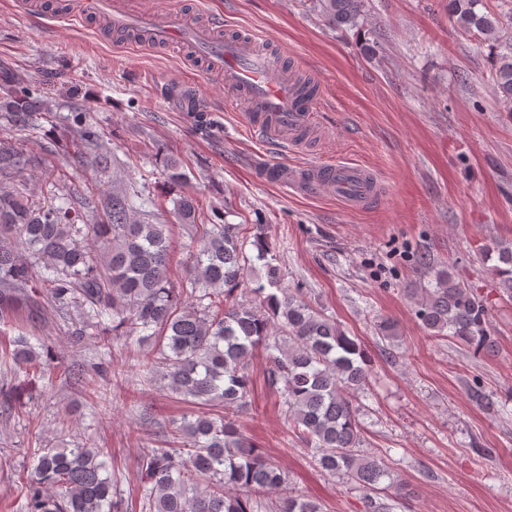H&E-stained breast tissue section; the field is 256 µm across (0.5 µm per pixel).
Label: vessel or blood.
Wrapping results in <instances>:
<instances>
[{"label": "vessel or blood", "instance_id": "1", "mask_svg": "<svg viewBox=\"0 0 512 512\" xmlns=\"http://www.w3.org/2000/svg\"><path fill=\"white\" fill-rule=\"evenodd\" d=\"M77 11L84 19L107 16L117 30L147 33L152 44L191 54L210 71L222 73L225 86L248 108L250 130L261 138L293 143L317 124L311 102L301 99L293 80L270 79V71L280 67L278 56L262 52L251 34L218 39L219 19L201 21L198 14L186 11L182 0L159 16L131 12L123 0H80ZM260 176L305 193L335 188L353 206L374 199L377 191L372 173L342 161L313 166L271 163L261 168Z\"/></svg>", "mask_w": 512, "mask_h": 512}]
</instances>
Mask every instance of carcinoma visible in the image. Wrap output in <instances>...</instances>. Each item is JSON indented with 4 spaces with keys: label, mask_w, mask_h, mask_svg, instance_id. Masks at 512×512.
I'll return each mask as SVG.
<instances>
[{
    "label": "carcinoma",
    "mask_w": 512,
    "mask_h": 512,
    "mask_svg": "<svg viewBox=\"0 0 512 512\" xmlns=\"http://www.w3.org/2000/svg\"><path fill=\"white\" fill-rule=\"evenodd\" d=\"M365 0H321L325 21L337 29L357 28ZM457 33L489 42L494 82L512 112V37L498 52L504 22L486 0H448ZM43 111L34 91L5 71L0 76V116L18 129L36 127ZM89 127L73 132L74 162L98 168L108 154L87 158L94 141ZM32 159L23 144L0 139V319L44 294L69 324L75 343L94 336L100 349L136 337L154 342L156 356L143 365L147 381L160 382L175 398L207 407L171 422L165 447L146 454L140 499L147 512H258L257 495L278 494L274 512H323L319 501L288 488V475L242 433L237 416L247 410L249 361L265 352L266 381L286 406L293 433L313 453L319 468L359 491L362 512H393L382 499L385 463L360 453L362 425L353 405L370 390L363 343L335 320L282 287L276 258L264 230L252 238L239 224L213 212L210 225L196 224V200L174 202L176 222L199 228L186 275L176 284L169 268L168 225L136 214L153 200L132 187L112 189L105 220L78 225L81 214L63 201L37 200L14 178ZM252 247L254 255L246 252ZM490 271L512 298V243L484 246ZM421 290L416 318L432 336L451 338L475 354L491 353L496 339L485 301L446 269ZM251 282L253 287L245 288ZM245 291L258 303L236 300ZM95 333H89V330ZM375 330L382 351L394 346V323L380 319ZM7 358L13 373L50 377L60 373L71 385L101 397L102 369L63 367L51 348L19 334ZM472 398L491 413L507 412L480 386ZM27 512H130L118 497L109 465L98 448L76 441L38 449L21 482Z\"/></svg>",
    "instance_id": "cac0c4a2"
}]
</instances>
